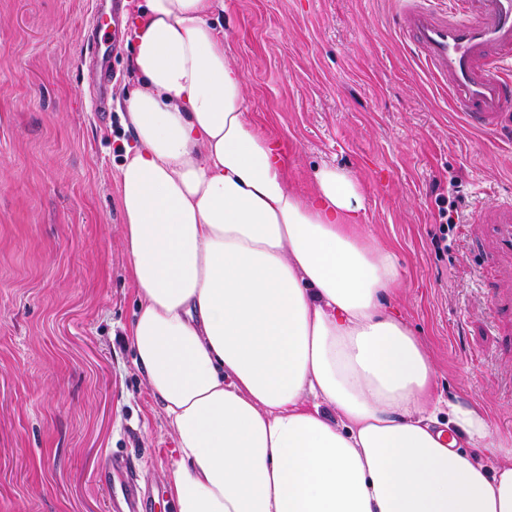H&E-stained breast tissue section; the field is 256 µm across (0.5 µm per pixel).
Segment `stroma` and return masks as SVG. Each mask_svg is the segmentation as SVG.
<instances>
[{
	"label": "stroma",
	"instance_id": "stroma-1",
	"mask_svg": "<svg viewBox=\"0 0 512 512\" xmlns=\"http://www.w3.org/2000/svg\"><path fill=\"white\" fill-rule=\"evenodd\" d=\"M95 0H0V512H110L98 481L125 459L149 512L176 457L125 334L138 305L118 168L131 49L98 111L86 79ZM400 0H224L210 16L242 69L245 115L313 193L349 171L370 235L403 272L389 313L428 353L442 399L512 437V253L474 207L512 201V141L462 126L401 37ZM460 198L448 246L432 238Z\"/></svg>",
	"mask_w": 512,
	"mask_h": 512
}]
</instances>
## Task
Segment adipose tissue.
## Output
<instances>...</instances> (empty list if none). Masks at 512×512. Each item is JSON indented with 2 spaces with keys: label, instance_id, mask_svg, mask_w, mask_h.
Listing matches in <instances>:
<instances>
[{
  "label": "adipose tissue",
  "instance_id": "obj_1",
  "mask_svg": "<svg viewBox=\"0 0 512 512\" xmlns=\"http://www.w3.org/2000/svg\"><path fill=\"white\" fill-rule=\"evenodd\" d=\"M215 0H142L119 167L136 364L175 512H512V440L434 393L355 179L288 185L243 112Z\"/></svg>",
  "mask_w": 512,
  "mask_h": 512
}]
</instances>
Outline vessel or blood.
Segmentation results:
<instances>
[{
  "label": "vessel or blood",
  "mask_w": 512,
  "mask_h": 512,
  "mask_svg": "<svg viewBox=\"0 0 512 512\" xmlns=\"http://www.w3.org/2000/svg\"><path fill=\"white\" fill-rule=\"evenodd\" d=\"M433 0H403L402 35L422 57L428 75L448 89L453 111L474 129L512 133V0H455L454 13ZM126 0H112L110 13H95L87 49L96 60L88 80L106 100L113 54L126 40ZM98 479L115 512H141L145 499L132 471L119 459Z\"/></svg>",
  "instance_id": "1"
}]
</instances>
